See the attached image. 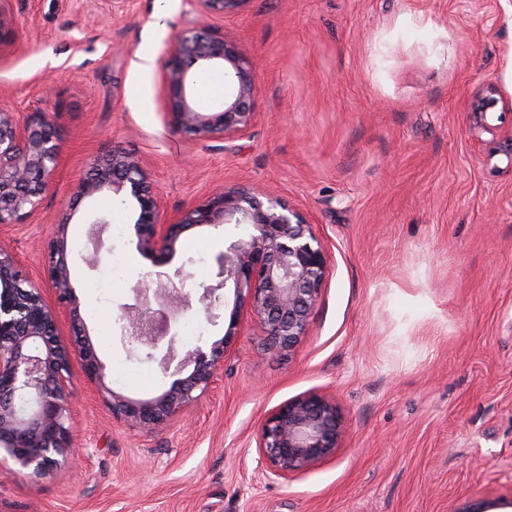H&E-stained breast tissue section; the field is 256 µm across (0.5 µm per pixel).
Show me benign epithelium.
Instances as JSON below:
<instances>
[{"mask_svg":"<svg viewBox=\"0 0 512 512\" xmlns=\"http://www.w3.org/2000/svg\"><path fill=\"white\" fill-rule=\"evenodd\" d=\"M245 0H193L206 15L224 16ZM170 95L168 111L176 127L199 140L231 141L246 135L256 118L257 66L239 45L206 28L181 32L160 61ZM203 69L224 72V100L209 112L195 101L191 76ZM473 123L488 129V114L505 104L493 82L471 93ZM60 155L54 114L37 110L24 116L0 107V225L16 224L39 203ZM108 189L138 209L133 235L138 248L162 266L175 253L181 235L198 226L222 224L251 228L217 257L218 281L202 287L199 301L211 312L216 291L233 285L234 312L245 311L259 322L265 351L291 355L306 335L310 317L329 275L327 248L313 229L308 211L278 195L245 186L224 188L164 224L150 172L130 155L96 158L89 174L73 188L77 199ZM68 224L57 225L49 247L47 280L57 306H50L7 247L0 244V461L8 457L32 477L49 474L68 449V382L73 362L103 383L105 368L76 335L58 337L60 310L68 311L75 330L82 317L73 295L68 262ZM194 273L185 262L174 276L140 283L135 303L120 307L118 323L146 356L163 352L160 366L191 372L176 379L160 396L133 401L112 396V418L132 428L157 430L182 414L208 391L228 357L224 339L196 347L177 358L180 317L190 308ZM345 428L336 401L307 393L277 406L264 420L257 439L258 467L269 480H286L336 454Z\"/></svg>","mask_w":512,"mask_h":512,"instance_id":"benign-epithelium-1","label":"benign epithelium"}]
</instances>
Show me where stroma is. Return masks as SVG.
Instances as JSON below:
<instances>
[{
	"label": "stroma",
	"instance_id": "35a3bbf8",
	"mask_svg": "<svg viewBox=\"0 0 512 512\" xmlns=\"http://www.w3.org/2000/svg\"><path fill=\"white\" fill-rule=\"evenodd\" d=\"M0 107L55 113L61 153L36 211L0 229L44 283L69 218L83 332L116 395L148 400L171 376L115 316L147 275L187 258L216 282L225 241L247 226L195 227L163 266L132 234L133 205L72 188L96 157L129 153L173 220L219 186L244 184L311 213L330 273L288 356L263 353L242 317L210 390L158 432L113 420L81 367L68 384L67 459L50 475L0 465V512H512V113L474 128L467 95L512 97V0H246L222 18L192 0H7ZM213 26L260 64L250 132L226 142L174 128L160 67L171 38ZM116 231L90 267L91 214ZM235 302L192 301L187 351L220 340ZM316 391L346 427L335 457L268 482L256 441L266 416Z\"/></svg>",
	"mask_w": 512,
	"mask_h": 512
}]
</instances>
